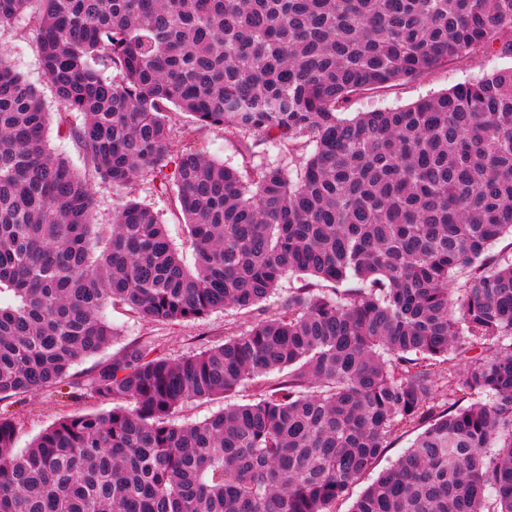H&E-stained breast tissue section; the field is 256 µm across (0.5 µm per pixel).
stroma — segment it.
I'll list each match as a JSON object with an SVG mask.
<instances>
[{
  "label": "stroma",
  "instance_id": "1",
  "mask_svg": "<svg viewBox=\"0 0 512 512\" xmlns=\"http://www.w3.org/2000/svg\"><path fill=\"white\" fill-rule=\"evenodd\" d=\"M0 48L9 54L14 69L19 72L41 95L49 111L59 109L55 90L42 70L39 56L38 21L33 13L18 16L11 24L0 26ZM512 66V55H480L461 62H454L439 68L410 83L391 87L377 94L354 97L346 108L345 117L378 109H388L410 104L419 98L433 95L457 84L480 79L497 69ZM192 123L189 116L175 114L172 117V146L180 148L188 140H196L207 155L224 165L240 170L271 164L284 171L296 172L301 159L288 155L279 147L260 143L251 149H244L241 137L224 132L223 128L212 127L188 136ZM48 140L56 153L66 158L73 169L83 178L89 179L94 193V221L109 224L113 221L117 207L132 198L151 208L166 224L173 244L182 253L186 263H193L194 254L184 224L178 219L176 202L172 195L161 194L152 176L138 178L130 190L112 187L108 182L94 177L86 160L65 132L50 127ZM107 319L117 328L118 336L112 349H121L137 344L154 347L158 355L178 359L183 356L223 343L225 337L239 333L252 321L253 316L233 308L211 313L209 316L181 324L148 321L133 313L129 307L116 304L107 306ZM259 388L254 382H246L236 392L226 396L198 399L184 402L179 406L176 421H201L224 407L246 404L258 398ZM98 402L82 397L73 399L60 394L56 389L46 388L36 393L13 400L8 409L18 424L17 447L23 448L67 414L85 413L97 410Z\"/></svg>",
  "mask_w": 512,
  "mask_h": 512
}]
</instances>
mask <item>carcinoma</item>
<instances>
[{
  "label": "carcinoma",
  "mask_w": 512,
  "mask_h": 512,
  "mask_svg": "<svg viewBox=\"0 0 512 512\" xmlns=\"http://www.w3.org/2000/svg\"><path fill=\"white\" fill-rule=\"evenodd\" d=\"M32 6L60 111L0 49V403L108 349V304L178 324L301 285L199 353L97 361L84 394L111 408L20 451L0 409V512H335L410 427L349 512H512V258L490 252L512 234V67L338 117L511 55L512 0H0V25ZM175 111L300 154V173L174 151ZM53 122L113 187L149 174L174 194L194 267L138 203L93 223ZM257 378L252 403L172 419ZM512 66V55H479L439 68L410 83L391 87L377 94L355 96L342 118H352L357 112L388 109L410 104L419 98L449 89L459 83L472 82L497 69Z\"/></svg>",
  "instance_id": "carcinoma-1"
}]
</instances>
